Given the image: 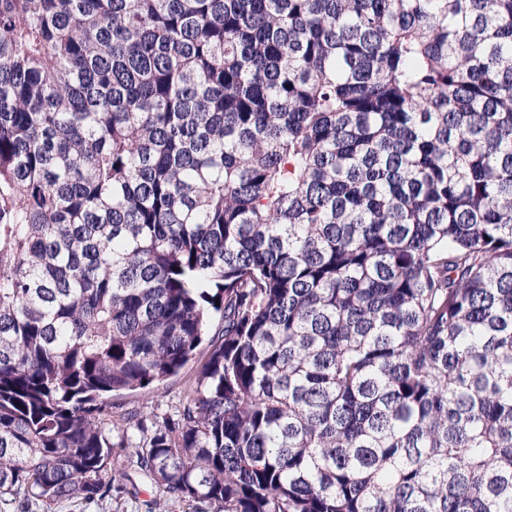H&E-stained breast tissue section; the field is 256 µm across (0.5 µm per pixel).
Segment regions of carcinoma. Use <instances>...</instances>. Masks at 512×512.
<instances>
[{
  "label": "carcinoma",
  "mask_w": 512,
  "mask_h": 512,
  "mask_svg": "<svg viewBox=\"0 0 512 512\" xmlns=\"http://www.w3.org/2000/svg\"><path fill=\"white\" fill-rule=\"evenodd\" d=\"M117 448L201 512H512V0H0V503ZM197 365L198 362L189 363L177 376L168 379L164 386L159 388L127 392L118 398H114L113 401L119 404L116 409H113V411L117 412L114 415L130 409H137L145 414H149L157 406L163 410L172 411L188 384L193 380Z\"/></svg>",
  "instance_id": "1"
}]
</instances>
